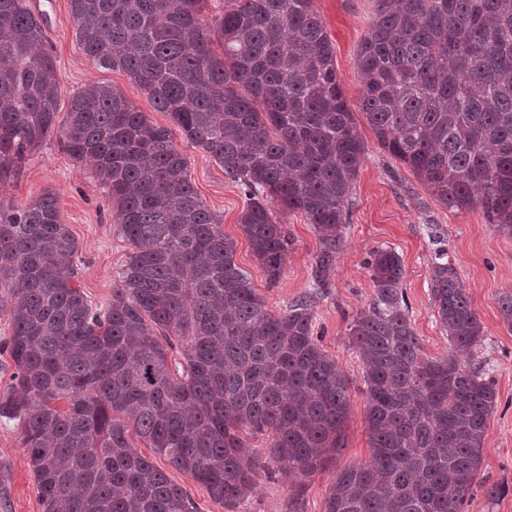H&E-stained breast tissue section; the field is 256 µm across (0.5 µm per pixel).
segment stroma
Returning a JSON list of instances; mask_svg holds the SVG:
<instances>
[{
	"label": "stroma",
	"instance_id": "35a3bbf8",
	"mask_svg": "<svg viewBox=\"0 0 512 512\" xmlns=\"http://www.w3.org/2000/svg\"><path fill=\"white\" fill-rule=\"evenodd\" d=\"M29 6L43 19L61 88L60 111H67L75 91L106 83L138 109L148 112L156 124L172 128L170 116L154 111L147 96L124 72L102 68L80 51L69 0H29ZM314 6L335 49L342 89L349 104H356L361 90L356 52L371 24L375 2L315 0ZM354 119L366 155L347 208L344 244L328 274L330 286L320 295L313 288L314 258L320 250L313 225L298 212L281 216L291 245L280 278L270 281L238 224L247 203L243 190L225 179L223 168L210 153L188 143L181 132L173 134L177 148L188 160L193 187L222 216L225 234L237 243L235 261L248 274L267 307L278 314L297 300L314 296V333L351 385L345 446L335 460L307 480L298 510L322 512L338 475L370 458L364 421L363 364L351 345L350 327L359 314L369 311L375 297L365 266L373 249L391 247L402 259V286L409 318L424 355L437 359L448 355L450 343L438 322L430 286L434 252L431 235L436 232L444 237L448 256L487 331L475 358L484 363L498 396L482 451L483 482L469 496L466 510L512 512V329L500 315L501 297L512 292V237L498 233L480 210L453 212L438 204L408 168L388 156L362 113H355ZM46 192L56 196L61 217L78 243L81 288L92 306L106 308L129 245L122 234L116 206L98 182L92 165L76 162L64 153L55 132L29 155L19 176L0 185V200L23 206ZM152 461L188 494L199 512H225L223 504L211 499L203 485L172 466L166 457L156 455ZM0 473L10 484L13 512H43L21 433L14 422L6 420H0ZM293 483L292 476L277 468L257 470L246 512H288ZM494 486L501 487L502 492L492 497L488 491Z\"/></svg>",
	"mask_w": 512,
	"mask_h": 512
}]
</instances>
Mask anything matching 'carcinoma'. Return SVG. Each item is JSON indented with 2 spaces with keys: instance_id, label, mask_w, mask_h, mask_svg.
Returning <instances> with one entry per match:
<instances>
[{
  "instance_id": "cac0c4a2",
  "label": "carcinoma",
  "mask_w": 512,
  "mask_h": 512,
  "mask_svg": "<svg viewBox=\"0 0 512 512\" xmlns=\"http://www.w3.org/2000/svg\"><path fill=\"white\" fill-rule=\"evenodd\" d=\"M80 50L124 72L247 204L238 224L270 280L290 241L270 203L313 224L316 288L343 243L365 156L314 0H69ZM356 54L358 108L379 145L450 210L477 208L512 236V0H376ZM220 50H215V47ZM60 88L41 16L0 0V184L56 126ZM60 145L90 161L130 246L106 310L78 279V243L47 192L0 201V284L13 365L0 419L21 430L43 512H197L135 441L240 512L269 434V461L302 481L344 443L349 380L314 337L313 297L279 314L234 261L236 242L198 195L169 128L96 84L69 101ZM376 296L351 342L364 366L371 448L323 512H465L496 394L462 360L486 331L448 258L431 292L453 352L423 357L399 254L365 262ZM178 354L171 358L169 352Z\"/></svg>"
}]
</instances>
